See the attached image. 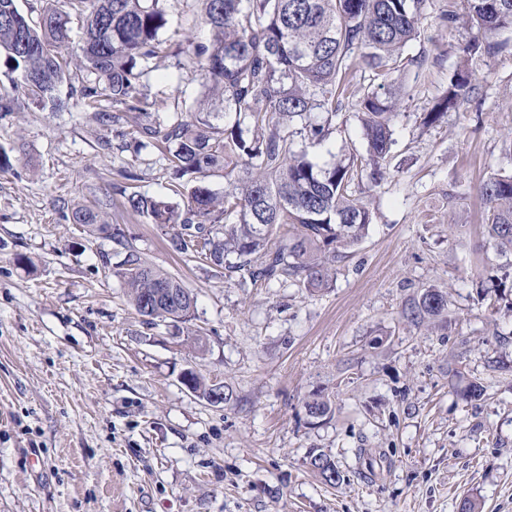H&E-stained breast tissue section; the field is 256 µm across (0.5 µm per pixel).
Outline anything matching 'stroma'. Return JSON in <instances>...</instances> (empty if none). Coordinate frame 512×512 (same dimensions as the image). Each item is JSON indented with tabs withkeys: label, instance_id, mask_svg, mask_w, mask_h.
<instances>
[{
	"label": "stroma",
	"instance_id": "obj_1",
	"mask_svg": "<svg viewBox=\"0 0 512 512\" xmlns=\"http://www.w3.org/2000/svg\"><path fill=\"white\" fill-rule=\"evenodd\" d=\"M164 7L178 33L142 92L155 111L186 112L204 96L192 47L210 33L196 0ZM476 35L464 0H429L405 48L423 66L385 83L407 93L384 177L351 185L374 221L319 293L242 286L173 251L167 228L123 208L125 192H165L163 155L133 151L129 119L99 122L112 104L88 106L83 72L70 70L54 112L30 104L0 60V95L18 100L0 115V144L24 141L31 157L0 172V512H458L464 498L512 512V303L480 286L489 271L512 277V259L487 241L479 193L512 171V32L497 34L502 51L472 56L468 100L422 123ZM332 128L319 163L364 154L350 108ZM102 203L126 245L72 223L74 206ZM130 245L194 293L204 348L129 303L115 272ZM429 287L447 292V321L402 319ZM190 368L231 402L190 393L179 381ZM475 379L483 398L459 399ZM315 393L334 407L317 424L304 408ZM360 448L381 461L366 467ZM318 452L339 484L312 471Z\"/></svg>",
	"mask_w": 512,
	"mask_h": 512
}]
</instances>
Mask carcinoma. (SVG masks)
Listing matches in <instances>:
<instances>
[{
	"label": "carcinoma",
	"mask_w": 512,
	"mask_h": 512,
	"mask_svg": "<svg viewBox=\"0 0 512 512\" xmlns=\"http://www.w3.org/2000/svg\"><path fill=\"white\" fill-rule=\"evenodd\" d=\"M83 0H44L33 18L18 0H0V54L12 70L25 76L26 97L36 105L56 104V92L70 68L86 73L79 93L95 104L99 98L131 115L141 145L165 154L177 185L169 196L131 192L125 210L152 224L169 228L170 243L180 253H193L210 264L254 284L297 283L318 292L331 286L336 263L365 238L373 212L349 194L363 178L376 185L392 145L391 121L398 98L366 89L353 103L367 159L351 155L319 165L308 148L324 145L331 122L346 99L345 77L352 60L386 79L409 65L403 48L418 35L427 0H198L200 18L210 27L207 43L194 47L197 72L205 94L220 108L161 115L141 93L149 74L144 63L158 56L169 27L163 0H92L78 14L83 36L72 44L70 7ZM468 19L478 37L463 49V65L449 79L443 96L425 113L433 125L456 108L472 90L469 57L498 48L490 38L512 31V0H466ZM327 114L312 121L315 112ZM222 118L223 126L212 123ZM305 146L297 147V140ZM224 173V195H216L207 179ZM487 211L489 243L512 253V172L494 175L481 186ZM71 220L106 235L128 249L124 267L115 272L138 312L166 288L178 306H159L156 318L188 324L196 298L184 283L146 265L123 239L105 212L85 205ZM288 227L280 245L268 247L278 228ZM402 316L414 323L448 317L447 293L427 288L405 303ZM322 420L332 414L329 399L314 394L305 409ZM330 462L318 474L331 485L342 475Z\"/></svg>",
	"instance_id": "1"
}]
</instances>
